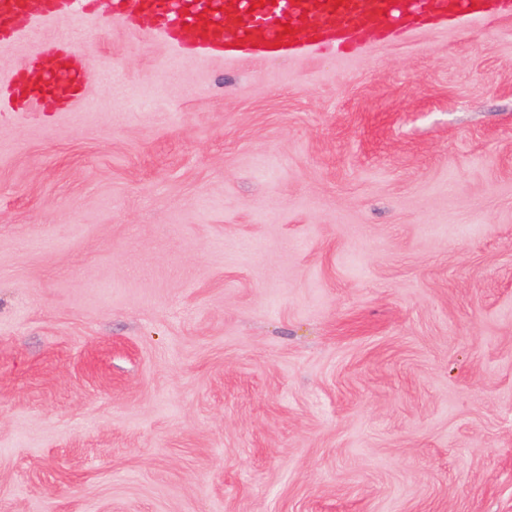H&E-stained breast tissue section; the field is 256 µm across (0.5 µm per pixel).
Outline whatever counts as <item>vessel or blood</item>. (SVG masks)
Segmentation results:
<instances>
[{
    "mask_svg": "<svg viewBox=\"0 0 512 512\" xmlns=\"http://www.w3.org/2000/svg\"><path fill=\"white\" fill-rule=\"evenodd\" d=\"M56 0H0V44L10 45L16 19L51 20ZM115 16L149 25L188 55L221 53L232 58L285 61L324 49L345 50L364 33L398 35L427 25L512 14V0H112ZM41 56L56 70L19 72L0 112L31 103L43 111L72 107L82 94L85 57L72 37L39 38Z\"/></svg>",
    "mask_w": 512,
    "mask_h": 512,
    "instance_id": "obj_1",
    "label": "vessel or blood"
}]
</instances>
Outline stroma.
Here are the masks:
<instances>
[{
	"label": "stroma",
	"mask_w": 512,
	"mask_h": 512,
	"mask_svg": "<svg viewBox=\"0 0 512 512\" xmlns=\"http://www.w3.org/2000/svg\"><path fill=\"white\" fill-rule=\"evenodd\" d=\"M42 31L87 68L0 112V512H512V17Z\"/></svg>",
	"instance_id": "35a3bbf8"
}]
</instances>
